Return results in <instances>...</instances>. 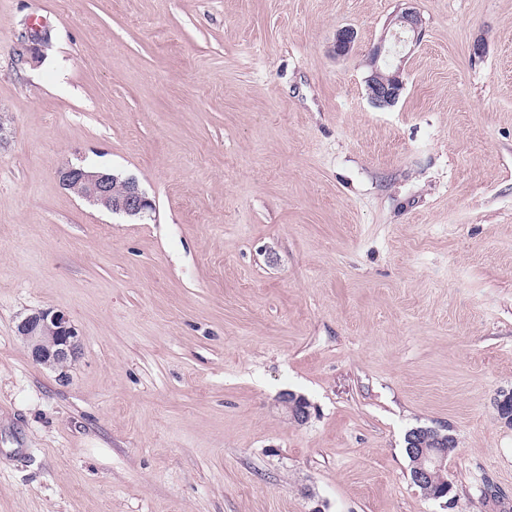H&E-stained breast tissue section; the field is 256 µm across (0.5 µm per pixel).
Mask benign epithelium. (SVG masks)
<instances>
[{"instance_id":"obj_1","label":"benign epithelium","mask_w":512,"mask_h":512,"mask_svg":"<svg viewBox=\"0 0 512 512\" xmlns=\"http://www.w3.org/2000/svg\"><path fill=\"white\" fill-rule=\"evenodd\" d=\"M395 24L398 30L392 33L394 45L405 44L419 36L421 18L415 10L402 12ZM356 38V31L350 27L337 30L336 54H348ZM366 83L368 97L378 108L394 105L404 88L397 72L386 80L375 70ZM58 176L67 189L109 212L142 217L152 210L150 199L132 177L122 179L106 170L74 165L61 167ZM17 333L27 342L33 362L52 369L66 368L79 345L78 329L71 317L62 311L39 310L29 314L18 322ZM280 403L292 421L303 424L308 420L310 411L305 398L285 392L280 396ZM407 441L416 461V483L423 486L433 484L437 475L446 469L454 438L439 428H415L408 433Z\"/></svg>"}]
</instances>
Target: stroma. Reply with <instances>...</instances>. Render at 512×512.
<instances>
[{"instance_id":"obj_1","label":"stroma","mask_w":512,"mask_h":512,"mask_svg":"<svg viewBox=\"0 0 512 512\" xmlns=\"http://www.w3.org/2000/svg\"><path fill=\"white\" fill-rule=\"evenodd\" d=\"M1 112L0 512H512V0H0ZM48 308L62 374L16 333ZM415 427L455 440L451 507ZM421 22L420 15L415 10L407 9L402 12L395 20L398 30L392 33L394 46H399L402 43L406 44L412 36L413 40L415 37L417 40ZM366 83L368 97L371 103L378 108L394 105L404 88L403 80L400 78L398 71L386 80L382 79L379 72L374 69L372 74L368 76ZM58 176L67 189L109 212L142 217L153 210L150 199L134 178L121 180L110 171L74 165L61 167ZM117 185L121 187L119 192ZM17 333L27 342L34 363L63 370L79 345L78 329L62 311L39 310L17 324ZM280 403L292 421L303 424L308 420L310 411L305 398L294 393L285 392L280 396ZM424 427H416L407 435L405 439V451L410 461L412 457L415 458V480L418 485H432L437 475L446 469V461L448 458L449 448L452 450L453 444L455 445L454 438L444 433L443 429L425 427L426 429H418ZM408 444V445H407ZM407 445V448H406ZM450 450V451H451ZM411 479L416 485L413 478V467L410 470ZM417 486V485H416Z\"/></svg>"}]
</instances>
